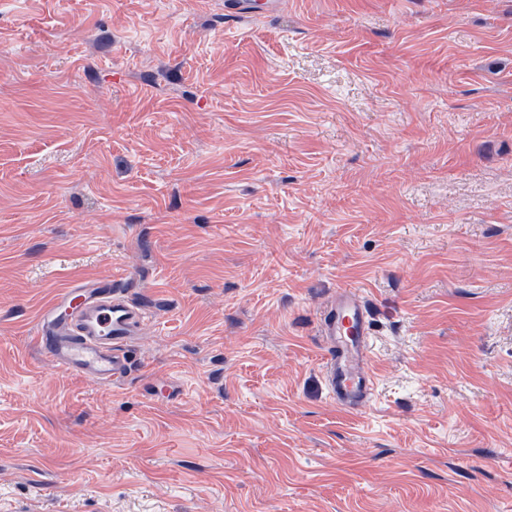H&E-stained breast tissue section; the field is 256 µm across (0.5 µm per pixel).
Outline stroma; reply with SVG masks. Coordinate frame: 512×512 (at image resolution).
Instances as JSON below:
<instances>
[{"instance_id": "1", "label": "stroma", "mask_w": 512, "mask_h": 512, "mask_svg": "<svg viewBox=\"0 0 512 512\" xmlns=\"http://www.w3.org/2000/svg\"><path fill=\"white\" fill-rule=\"evenodd\" d=\"M105 278L113 385L36 341ZM0 512H512V0H0ZM328 347L324 380L337 404L363 407L374 393L369 355L368 310L357 291L336 294L323 311L320 332Z\"/></svg>"}]
</instances>
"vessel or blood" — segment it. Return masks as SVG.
<instances>
[{
	"mask_svg": "<svg viewBox=\"0 0 512 512\" xmlns=\"http://www.w3.org/2000/svg\"><path fill=\"white\" fill-rule=\"evenodd\" d=\"M145 315L104 280L86 291L59 293L37 320L38 345L57 368L100 384H115L130 372L125 349ZM320 336L328 348L324 380L337 403L359 408L374 393L369 355L368 310L357 291H339L323 312Z\"/></svg>",
	"mask_w": 512,
	"mask_h": 512,
	"instance_id": "b4317fda",
	"label": "vessel or blood"
}]
</instances>
